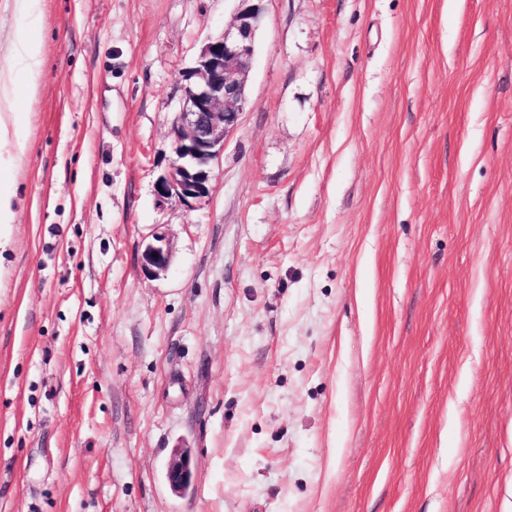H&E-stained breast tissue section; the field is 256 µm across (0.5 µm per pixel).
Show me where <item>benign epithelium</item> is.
Listing matches in <instances>:
<instances>
[{"mask_svg":"<svg viewBox=\"0 0 512 512\" xmlns=\"http://www.w3.org/2000/svg\"><path fill=\"white\" fill-rule=\"evenodd\" d=\"M241 8L221 36L208 40L184 75V98L171 125L173 157L155 181L161 200L190 208L212 189V163L224 152L226 137L239 125L248 107L246 84L254 38L262 22L261 0H240ZM171 246L162 234L153 236L141 256V270L157 275L169 267ZM166 478L175 492L191 483L190 459L178 450L169 461Z\"/></svg>","mask_w":512,"mask_h":512,"instance_id":"7a95c632","label":"benign epithelium"}]
</instances>
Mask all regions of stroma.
I'll return each mask as SVG.
<instances>
[{
  "mask_svg": "<svg viewBox=\"0 0 512 512\" xmlns=\"http://www.w3.org/2000/svg\"><path fill=\"white\" fill-rule=\"evenodd\" d=\"M239 8L0 0V512H512V0H263L211 195L160 201ZM23 61L29 75L30 85L33 87L40 73V49L36 42L24 39L22 45ZM171 253L168 239L162 234H155L142 253V272L147 275H158L165 271L169 267ZM166 478L175 492H185L191 483L190 459L186 451L177 450L169 461Z\"/></svg>",
  "mask_w": 512,
  "mask_h": 512,
  "instance_id": "1",
  "label": "stroma"
}]
</instances>
